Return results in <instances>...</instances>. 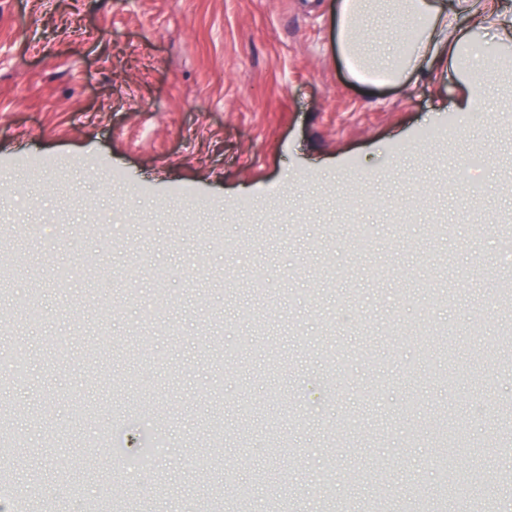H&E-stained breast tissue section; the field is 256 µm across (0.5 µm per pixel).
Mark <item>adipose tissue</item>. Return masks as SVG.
<instances>
[{
    "mask_svg": "<svg viewBox=\"0 0 512 512\" xmlns=\"http://www.w3.org/2000/svg\"><path fill=\"white\" fill-rule=\"evenodd\" d=\"M384 9L400 13L414 30L410 36L394 31L396 54L386 61L370 57L362 49L363 19ZM467 15L478 16L496 29L501 40H512V6L506 0H340L338 42L354 76L366 83H396L419 67L435 70L450 60L460 63L466 75L456 109L468 115L479 110L491 75L475 66L472 43L462 35L460 20Z\"/></svg>",
    "mask_w": 512,
    "mask_h": 512,
    "instance_id": "obj_1",
    "label": "adipose tissue"
}]
</instances>
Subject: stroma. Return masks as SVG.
Masks as SVG:
<instances>
[{"label": "stroma", "instance_id": "obj_1", "mask_svg": "<svg viewBox=\"0 0 512 512\" xmlns=\"http://www.w3.org/2000/svg\"><path fill=\"white\" fill-rule=\"evenodd\" d=\"M337 8L0 0L13 512H415L440 483L434 414L498 442L512 347L469 381L410 330L462 347L512 323V249L462 218L512 216V43L462 24L500 62L473 126L455 68L361 87ZM482 481L511 504L512 456Z\"/></svg>", "mask_w": 512, "mask_h": 512}]
</instances>
